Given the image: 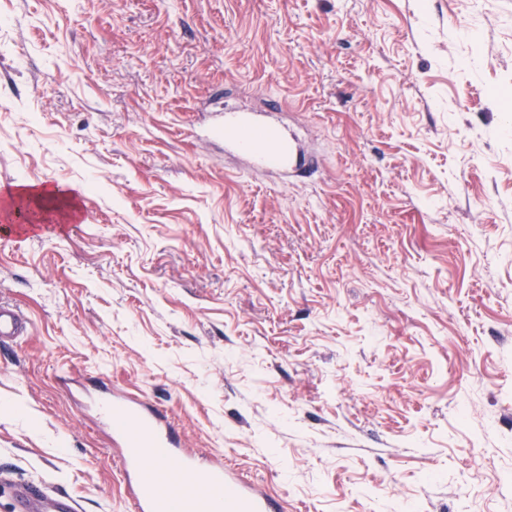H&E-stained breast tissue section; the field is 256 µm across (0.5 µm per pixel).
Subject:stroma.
I'll return each instance as SVG.
<instances>
[{"instance_id":"35a3bbf8","label":"stroma","mask_w":512,"mask_h":512,"mask_svg":"<svg viewBox=\"0 0 512 512\" xmlns=\"http://www.w3.org/2000/svg\"><path fill=\"white\" fill-rule=\"evenodd\" d=\"M512 0H0V512H130L92 380L287 512H512ZM268 115L314 168L209 135ZM23 329V318L20 312L0 302V340L21 336ZM17 512H79L74 499L53 496L47 488L40 489L31 483H16Z\"/></svg>"}]
</instances>
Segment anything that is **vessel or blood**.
Masks as SVG:
<instances>
[{"instance_id": "b4317fda", "label": "vessel or blood", "mask_w": 512, "mask_h": 512, "mask_svg": "<svg viewBox=\"0 0 512 512\" xmlns=\"http://www.w3.org/2000/svg\"><path fill=\"white\" fill-rule=\"evenodd\" d=\"M216 128L225 150L254 169L285 173L300 166L293 145L276 124L228 111ZM23 329L20 312L0 303V340L20 336ZM94 408L99 420L117 430L132 512H284L282 502L243 480L237 470L220 462L204 464L196 453L178 448L161 410L108 386ZM16 503L18 512H79L74 499L53 496L24 481L16 484Z\"/></svg>"}]
</instances>
